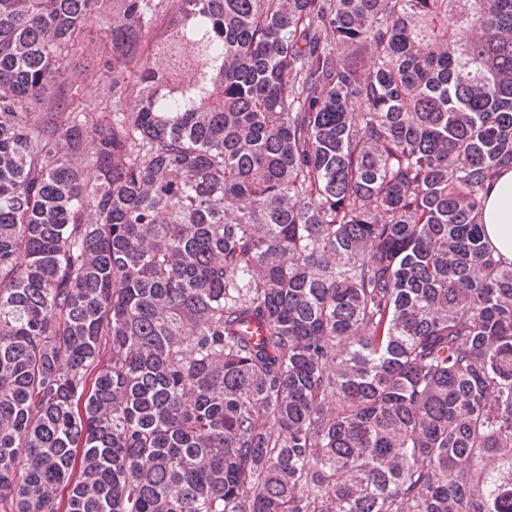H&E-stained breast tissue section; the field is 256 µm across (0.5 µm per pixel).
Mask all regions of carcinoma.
<instances>
[{"label": "carcinoma", "instance_id": "obj_1", "mask_svg": "<svg viewBox=\"0 0 512 512\" xmlns=\"http://www.w3.org/2000/svg\"><path fill=\"white\" fill-rule=\"evenodd\" d=\"M503 168L512 0H0V512H512ZM107 85L104 80L89 77L83 85L82 97L87 112H97L100 102L107 93ZM483 216L486 241L512 263V169L504 168L488 189Z\"/></svg>", "mask_w": 512, "mask_h": 512}]
</instances>
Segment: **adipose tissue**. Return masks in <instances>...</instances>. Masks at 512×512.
Returning <instances> with one entry per match:
<instances>
[{"label":"adipose tissue","instance_id":"adipose-tissue-1","mask_svg":"<svg viewBox=\"0 0 512 512\" xmlns=\"http://www.w3.org/2000/svg\"><path fill=\"white\" fill-rule=\"evenodd\" d=\"M483 216L486 241L512 263V169H503L490 186Z\"/></svg>","mask_w":512,"mask_h":512}]
</instances>
